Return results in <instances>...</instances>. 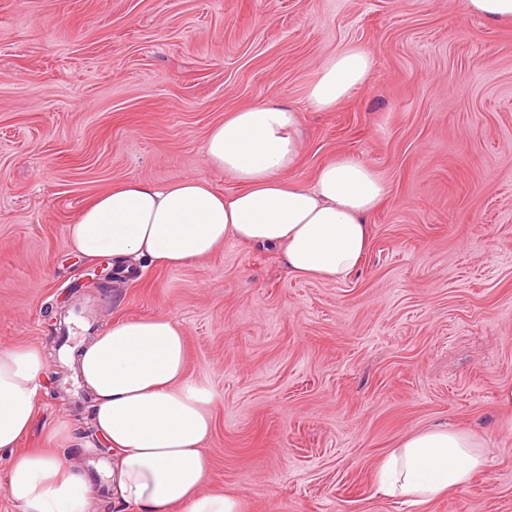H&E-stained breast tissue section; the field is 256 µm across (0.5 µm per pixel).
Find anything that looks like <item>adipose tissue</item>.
Here are the masks:
<instances>
[{
    "mask_svg": "<svg viewBox=\"0 0 512 512\" xmlns=\"http://www.w3.org/2000/svg\"><path fill=\"white\" fill-rule=\"evenodd\" d=\"M373 71V58L349 44L324 59L307 89L309 105L330 111ZM298 114L261 99L213 126L210 167L239 188L221 193L206 180L159 187L132 178L97 197L67 227L68 243L89 260L108 258L122 275L133 264L180 268L227 240L274 247L289 274L340 282L371 247L370 216L388 185L348 154L322 165L311 183L286 179L299 159ZM93 404V421L112 452L101 469L114 501L137 512H244L230 492L203 489L213 419L211 394L185 375L186 342L174 319H120L67 352ZM47 368L34 347L0 350V450H14L33 425ZM487 454L461 428L411 433L389 449L373 475L378 493L420 506L465 489L485 470ZM19 512H91L93 485L67 457L16 454L4 489Z\"/></svg>",
    "mask_w": 512,
    "mask_h": 512,
    "instance_id": "adipose-tissue-1",
    "label": "adipose tissue"
}]
</instances>
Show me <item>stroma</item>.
Returning <instances> with one entry per match:
<instances>
[{"mask_svg": "<svg viewBox=\"0 0 512 512\" xmlns=\"http://www.w3.org/2000/svg\"><path fill=\"white\" fill-rule=\"evenodd\" d=\"M352 43L370 80L313 110L320 63ZM265 98L299 114L290 178L349 154L388 184L350 278L295 279L275 248L228 241L118 282L71 251L68 225L120 181L236 191L206 136ZM77 308L183 326L213 396L207 486L245 512H512V24L461 0H0V350L48 355L21 449L92 472L111 456L55 349ZM436 425L476 436L485 473L426 506L378 494L380 457Z\"/></svg>", "mask_w": 512, "mask_h": 512, "instance_id": "obj_1", "label": "stroma"}]
</instances>
